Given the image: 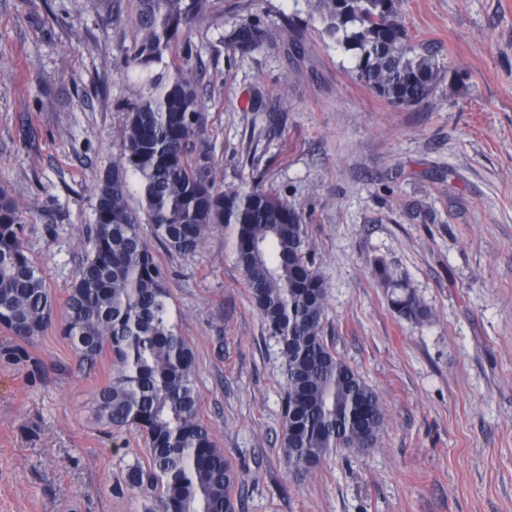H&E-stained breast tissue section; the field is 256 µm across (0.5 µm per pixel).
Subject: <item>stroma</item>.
<instances>
[{
	"mask_svg": "<svg viewBox=\"0 0 512 512\" xmlns=\"http://www.w3.org/2000/svg\"><path fill=\"white\" fill-rule=\"evenodd\" d=\"M134 0H0V186L30 207L25 238L63 297L94 221V183L146 79L130 65ZM305 0H250L276 32L224 48V0L179 49L197 74L228 186L260 185L308 217L337 353L379 395L377 448L336 451L295 485L285 467L282 359L224 231L161 254L172 314L197 354L201 417L241 472L240 512H512V0H402L411 35L444 76L398 107L351 75L319 24L301 47L285 18ZM382 258L432 311L395 314ZM32 353L44 378L0 363V512H144L124 483L146 457L135 430L92 417L109 359L78 372L52 330Z\"/></svg>",
	"mask_w": 512,
	"mask_h": 512,
	"instance_id": "1",
	"label": "stroma"
}]
</instances>
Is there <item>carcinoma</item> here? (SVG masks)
I'll return each mask as SVG.
<instances>
[{
  "mask_svg": "<svg viewBox=\"0 0 512 512\" xmlns=\"http://www.w3.org/2000/svg\"><path fill=\"white\" fill-rule=\"evenodd\" d=\"M212 2L137 0L131 61L143 69L162 64L169 74L147 80L120 126L119 159L94 184V223L80 235L85 253L59 318L25 242L27 211L0 188V327L14 339L0 346V361L44 373L27 345L56 326L80 368L109 356L112 375L96 390L93 416L143 436L147 462L130 467L126 481L151 494L157 512H239L241 476L200 418L195 350L171 320L166 269L150 237L189 255L209 232L230 230L236 265L283 361L281 448L295 484L338 449L376 447L385 423L377 394L326 335V285L308 259L305 213L257 185L226 188L219 178L207 113L175 45ZM306 3L309 19L351 58L357 82L398 106L432 98L442 67L434 48L414 41L401 22L400 0ZM270 38L261 21L242 19L224 46L244 55ZM373 271L395 313L411 323L431 319L394 266L378 259Z\"/></svg>",
  "mask_w": 512,
  "mask_h": 512,
  "instance_id": "carcinoma-1",
  "label": "carcinoma"
}]
</instances>
